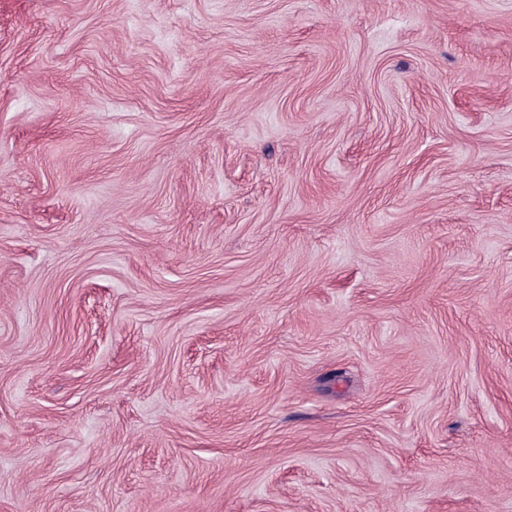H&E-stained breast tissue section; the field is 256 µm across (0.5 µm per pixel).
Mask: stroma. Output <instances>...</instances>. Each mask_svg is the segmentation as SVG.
Instances as JSON below:
<instances>
[{
    "label": "stroma",
    "mask_w": 512,
    "mask_h": 512,
    "mask_svg": "<svg viewBox=\"0 0 512 512\" xmlns=\"http://www.w3.org/2000/svg\"><path fill=\"white\" fill-rule=\"evenodd\" d=\"M0 512H512V0H0Z\"/></svg>",
    "instance_id": "1"
}]
</instances>
